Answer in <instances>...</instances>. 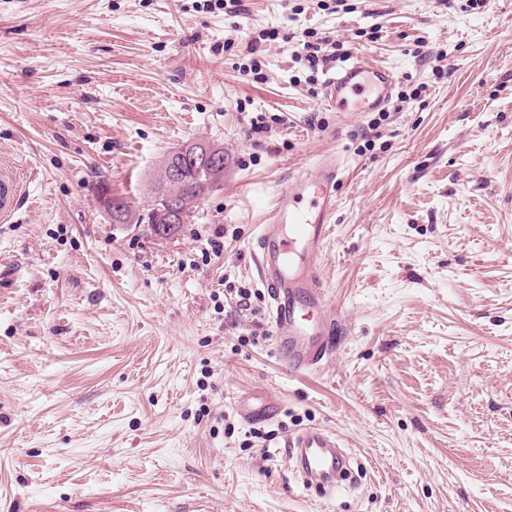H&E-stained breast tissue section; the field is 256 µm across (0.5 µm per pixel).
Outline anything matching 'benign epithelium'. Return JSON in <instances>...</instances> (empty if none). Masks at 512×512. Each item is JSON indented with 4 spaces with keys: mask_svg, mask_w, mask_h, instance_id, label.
Returning <instances> with one entry per match:
<instances>
[{
    "mask_svg": "<svg viewBox=\"0 0 512 512\" xmlns=\"http://www.w3.org/2000/svg\"><path fill=\"white\" fill-rule=\"evenodd\" d=\"M199 161L205 163L213 179L219 182L224 180L227 161L222 145L209 141L185 143L168 154L159 177L158 192L154 193L150 209L134 215L131 223L134 224L138 220L146 223L156 218L161 222V225L156 227L157 234L169 235L179 223L186 208L178 187L186 180L192 166Z\"/></svg>",
    "mask_w": 512,
    "mask_h": 512,
    "instance_id": "7a95c632",
    "label": "benign epithelium"
}]
</instances>
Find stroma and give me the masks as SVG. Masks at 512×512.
I'll return each mask as SVG.
<instances>
[{
    "label": "stroma",
    "instance_id": "35a3bbf8",
    "mask_svg": "<svg viewBox=\"0 0 512 512\" xmlns=\"http://www.w3.org/2000/svg\"><path fill=\"white\" fill-rule=\"evenodd\" d=\"M348 4L243 0L234 33L216 0H0V163L22 184L0 219V512H512V0ZM307 28L395 75L371 149L374 113L310 92ZM258 112L280 121L250 133ZM189 141L223 145L220 189L169 237L113 223L101 190L147 208ZM330 151L343 334L291 376L266 300L236 291H260L248 244ZM254 392L280 404L256 426L235 410ZM310 427L353 456L328 501L286 460Z\"/></svg>",
    "mask_w": 512,
    "mask_h": 512
}]
</instances>
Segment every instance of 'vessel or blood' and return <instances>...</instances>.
<instances>
[{
	"label": "vessel or blood",
	"mask_w": 512,
	"mask_h": 512,
	"mask_svg": "<svg viewBox=\"0 0 512 512\" xmlns=\"http://www.w3.org/2000/svg\"><path fill=\"white\" fill-rule=\"evenodd\" d=\"M394 77L388 67L358 57L339 66L323 84V102L336 112H375L389 102ZM344 169L336 153L320 155L292 176L250 243L258 279L269 299L275 354L295 376L317 369L332 350L336 325L327 314L328 297L318 258L324 251L336 211V188ZM19 182L0 169V215L13 212ZM248 423L272 419L279 410L269 396L247 394L236 401ZM292 471L305 487L331 497L350 473V454L340 438L322 428H308L287 443Z\"/></svg>",
	"instance_id": "1"
}]
</instances>
